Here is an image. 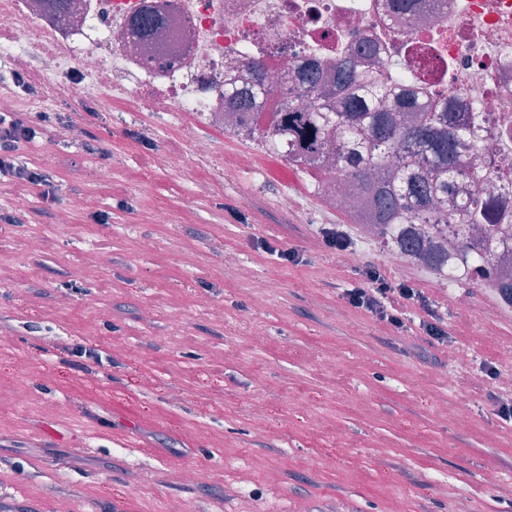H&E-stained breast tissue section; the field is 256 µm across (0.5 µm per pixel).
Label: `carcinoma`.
<instances>
[{"label": "carcinoma", "instance_id": "1", "mask_svg": "<svg viewBox=\"0 0 512 512\" xmlns=\"http://www.w3.org/2000/svg\"><path fill=\"white\" fill-rule=\"evenodd\" d=\"M245 66L256 74V83L242 90L225 81L224 104L258 107L268 99L263 60L249 58ZM287 79L305 84L311 97L301 108L283 105L276 112L269 133L279 152L306 162L312 173L326 164L339 167L355 194L357 209L350 219L376 226L383 237L394 229L404 254L439 271L452 252L466 269L454 280L472 284L473 276H487L489 269L480 266L468 242L476 233L497 231L487 200L491 186L479 181L467 197L454 191L466 163L460 145L471 136V126L449 112H418L405 97L367 85L351 57L294 67ZM426 224L454 225L458 237L452 249L429 238Z\"/></svg>", "mask_w": 512, "mask_h": 512}]
</instances>
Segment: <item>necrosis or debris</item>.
<instances>
[{"mask_svg":"<svg viewBox=\"0 0 512 512\" xmlns=\"http://www.w3.org/2000/svg\"><path fill=\"white\" fill-rule=\"evenodd\" d=\"M148 11L161 35L133 38ZM30 52L34 82L69 86L103 117L123 101L138 127L164 116L198 157L214 153L199 126L244 136L224 82L251 84L246 58L263 59L268 90L296 106L305 87L285 72L357 58L365 82L469 118L478 147L455 191L482 178L506 198L478 256L493 269L486 288L512 283V0H0V59Z\"/></svg>","mask_w":512,"mask_h":512,"instance_id":"necrosis-or-debris-1","label":"necrosis or debris"}]
</instances>
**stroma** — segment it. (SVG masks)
I'll return each mask as SVG.
<instances>
[{"label":"stroma","mask_w":512,"mask_h":512,"mask_svg":"<svg viewBox=\"0 0 512 512\" xmlns=\"http://www.w3.org/2000/svg\"><path fill=\"white\" fill-rule=\"evenodd\" d=\"M64 118L96 128L103 154L45 132L27 154L53 175L55 198L31 189L25 223L0 222V397L25 393L0 408V512H57L63 498L78 512H167L174 499L188 512H295L300 500L308 512H512V424L496 411L501 384L481 372L486 358L512 371V310L478 285L409 269L447 304L449 329L466 328L458 345L474 358L456 367L418 331L349 306L340 289L354 268L323 277L336 256L320 227L347 218L319 208L312 175H298L289 216L260 168L245 183L254 207L234 212L238 192L207 158L158 173L143 195L135 183L156 152H187L181 133L139 137L74 99ZM157 199L170 223H153ZM62 211L66 236L51 232ZM95 211L109 223H92ZM202 297L223 322L198 311ZM187 468L196 481L181 480Z\"/></svg>","instance_id":"1"}]
</instances>
